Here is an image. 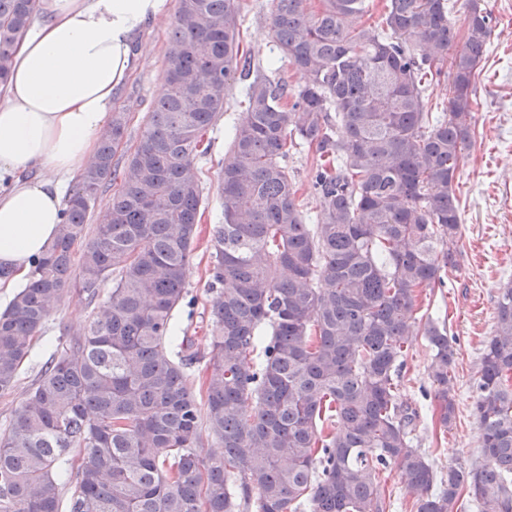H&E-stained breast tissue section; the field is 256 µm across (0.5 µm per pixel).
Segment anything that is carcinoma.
Masks as SVG:
<instances>
[{
	"instance_id": "cac0c4a2",
	"label": "carcinoma",
	"mask_w": 512,
	"mask_h": 512,
	"mask_svg": "<svg viewBox=\"0 0 512 512\" xmlns=\"http://www.w3.org/2000/svg\"><path fill=\"white\" fill-rule=\"evenodd\" d=\"M365 10L366 0H274L273 38L303 84L255 78L231 129L201 403L200 352L177 341L174 322L191 305L204 191L194 160L251 61L240 0H179L139 141L114 163L128 117L112 113L55 242L0 312L2 395L67 290L93 306L0 434V512H386L380 475L392 462L416 512H465L466 489L478 512H512L511 281L477 370L482 460L437 480L399 403L406 343L420 332L439 423L455 420L456 340L414 307L457 268L454 182L489 16L467 0L460 37L448 0H387L359 27ZM37 12V0H0V86ZM434 77L448 79L440 104L427 93ZM300 142L316 155L315 224L283 164ZM204 431L223 455H201Z\"/></svg>"
}]
</instances>
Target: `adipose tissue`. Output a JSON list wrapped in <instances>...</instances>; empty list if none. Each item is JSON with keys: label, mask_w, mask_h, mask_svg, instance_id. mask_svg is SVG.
Here are the masks:
<instances>
[{"label": "adipose tissue", "mask_w": 512, "mask_h": 512, "mask_svg": "<svg viewBox=\"0 0 512 512\" xmlns=\"http://www.w3.org/2000/svg\"><path fill=\"white\" fill-rule=\"evenodd\" d=\"M165 0H39L0 93V297L58 235L64 190L94 158L118 88L134 66L132 41Z\"/></svg>", "instance_id": "obj_1"}]
</instances>
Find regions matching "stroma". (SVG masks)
<instances>
[{"label":"stroma","instance_id":"1","mask_svg":"<svg viewBox=\"0 0 512 512\" xmlns=\"http://www.w3.org/2000/svg\"><path fill=\"white\" fill-rule=\"evenodd\" d=\"M481 4L491 15L492 34L474 84L478 103L475 134L455 180L462 219L458 268L447 273L443 287L423 293L419 299L433 317L446 320L450 335L457 339L456 418L450 428L440 427L433 414L428 374L431 350L424 336L412 337L401 372L402 403L419 412L411 433L412 444L428 455L441 477L447 476L451 467L481 459L474 383L480 353L494 331L499 290L512 280V0H481ZM272 6L273 0H243L242 47L251 58V76L284 78L294 89L300 80L281 57L273 39L268 20ZM164 10L163 17L141 26L140 63L116 94L112 106L113 111L128 114V134L134 141L140 137L148 111L159 96L163 57L178 0H166ZM244 85L243 79L232 81L227 111L204 136L209 151L196 160L204 200L187 277V289L195 303L182 307L176 320L180 333L193 336L200 347L213 330L207 282L212 230L222 221L216 190L218 163L229 151V133L240 116L238 102ZM285 163L309 220H316L319 204L310 188L311 151L297 147ZM91 317L92 308L84 296L74 290L68 292L36 341L15 390L0 396V433L10 429L13 412L37 381L42 364Z\"/></svg>","mask_w":512,"mask_h":512}]
</instances>
